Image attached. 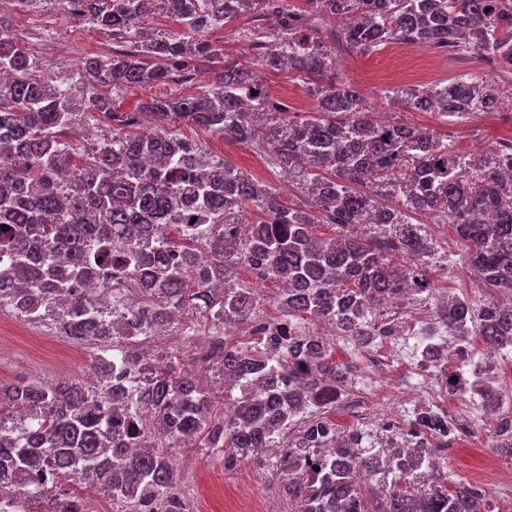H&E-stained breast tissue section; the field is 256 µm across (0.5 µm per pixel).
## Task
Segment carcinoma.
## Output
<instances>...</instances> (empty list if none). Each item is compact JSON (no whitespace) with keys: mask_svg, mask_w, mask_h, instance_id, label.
Wrapping results in <instances>:
<instances>
[{"mask_svg":"<svg viewBox=\"0 0 512 512\" xmlns=\"http://www.w3.org/2000/svg\"><path fill=\"white\" fill-rule=\"evenodd\" d=\"M68 16L109 32L121 46L88 56L76 77L53 84L37 78L38 60L17 43L0 12V311L51 322L83 343L99 338L91 370L98 384L67 378L0 387V474L16 491L0 512H87L79 482L114 503L163 504L180 481L172 449L186 440L224 451V468L243 460L273 473L281 496L305 512H493L486 494L423 462L454 431L448 418L419 413L408 426L420 448L385 454L368 430L340 428L328 413L345 393L351 368L332 346L301 336L303 320H323L336 337L369 350L382 335L377 311L407 291L431 307L435 325L488 352L512 349V153L494 148L476 161L448 152V140L420 125L382 124L362 94L336 76L322 38L306 31L345 16L333 42L368 52L391 43L428 45L446 53L492 56L512 73V0H61ZM245 13L272 27L252 32L250 67L222 58L200 34ZM164 14L179 30L155 35L144 19ZM211 64L216 91L152 96L120 112L113 93L151 89L197 75ZM290 72L315 98L298 120L273 99L259 70ZM496 83L468 75L431 90L398 88L392 100L443 117L492 112ZM105 131L92 154L69 136L87 121ZM196 126L211 136L248 144L261 140L272 162L298 174L295 187L317 213L214 158L205 144L180 133ZM436 211L450 221L465 251L462 263L502 297L482 305L458 295L434 303L428 278L435 244L412 215ZM197 224H252L240 242ZM317 224L337 229L320 239ZM412 263L400 268L392 255ZM257 268L278 289L269 307L280 315L283 351L270 357L250 337L224 345L212 370L224 382L245 377L250 390L229 412L224 397L201 384L198 369L178 352L145 356L125 344L127 329L110 327L92 300L88 277L140 276L150 319L174 322L194 307L218 331L246 324L263 299L240 277ZM151 364L139 399L112 406V359ZM29 412V431L11 421ZM153 420L146 449L139 414ZM279 449L276 462L257 456ZM490 447L512 458V433L500 428Z\"/></svg>","mask_w":512,"mask_h":512,"instance_id":"obj_1","label":"carcinoma"}]
</instances>
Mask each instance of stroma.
<instances>
[{"label":"stroma","instance_id":"35a3bbf8","mask_svg":"<svg viewBox=\"0 0 512 512\" xmlns=\"http://www.w3.org/2000/svg\"><path fill=\"white\" fill-rule=\"evenodd\" d=\"M13 26L20 45L40 61L42 79L62 82L76 73L85 57L112 52V37L68 18L58 0H38L29 9L13 11ZM346 66L340 75L363 94L371 111L388 113L390 121L425 126L447 136L456 154L472 157L474 146L489 149L512 138V103L500 101L497 111L476 112L463 118L444 119L434 112H415L391 102L389 89L396 87L430 88L453 82L464 73H478L482 61L476 54L455 55L431 47L409 49L407 55L392 57L389 48L371 53L338 51ZM261 77L271 97L289 112H306L314 101L304 87L292 82L288 73L262 71ZM210 77L197 75L188 82L155 86L150 91L120 93V108L134 110L139 100L150 96L181 97L211 92ZM184 136L205 139L209 150L253 174L267 184L280 186L285 201L306 206L308 199L295 187H281L280 169L270 164L265 150L255 144L242 145L219 138L204 137L195 127H182ZM428 230L435 242L436 255L428 276L444 291L471 299H486L490 291L460 263L462 245L447 224H432ZM69 344L53 331L21 321L9 312L0 313V382L27 380L54 381L67 378L85 383L93 349L86 348L76 360H69ZM174 455L181 481L187 489L189 512H288L269 471L251 464L225 470L224 454L204 448H178Z\"/></svg>","mask_w":512,"mask_h":512}]
</instances>
